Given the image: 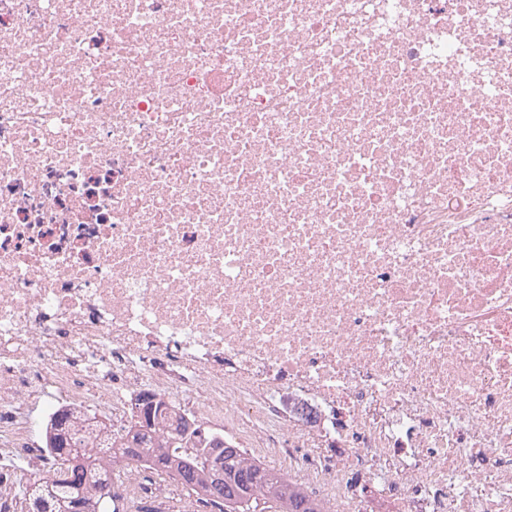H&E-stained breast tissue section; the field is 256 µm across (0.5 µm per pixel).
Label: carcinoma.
Here are the masks:
<instances>
[{"label":"carcinoma","instance_id":"cac0c4a2","mask_svg":"<svg viewBox=\"0 0 512 512\" xmlns=\"http://www.w3.org/2000/svg\"><path fill=\"white\" fill-rule=\"evenodd\" d=\"M153 403L151 395L142 398L139 411L152 414V422L145 426L137 420L120 445L108 437L106 443L88 448L83 437L70 433L74 413L59 415L51 436L56 461L52 475L18 485L12 499L24 505L22 512H114L112 497L104 494L112 463L148 454L156 471L175 472L186 489L199 485L206 490L200 508L252 512L253 502L265 499L282 505L281 512H320L282 473L247 462L238 448H226L218 440L205 444L187 427L158 433L164 416Z\"/></svg>","mask_w":512,"mask_h":512}]
</instances>
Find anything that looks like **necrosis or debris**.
<instances>
[{
  "label": "necrosis or debris",
  "instance_id": "4bbe7bcc",
  "mask_svg": "<svg viewBox=\"0 0 512 512\" xmlns=\"http://www.w3.org/2000/svg\"><path fill=\"white\" fill-rule=\"evenodd\" d=\"M146 393L512 512V0H0V483Z\"/></svg>",
  "mask_w": 512,
  "mask_h": 512
}]
</instances>
